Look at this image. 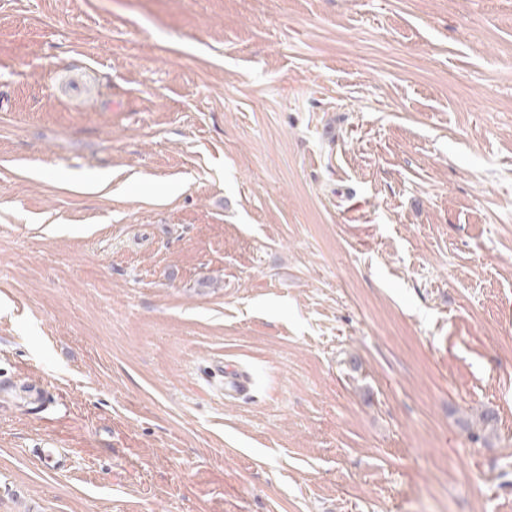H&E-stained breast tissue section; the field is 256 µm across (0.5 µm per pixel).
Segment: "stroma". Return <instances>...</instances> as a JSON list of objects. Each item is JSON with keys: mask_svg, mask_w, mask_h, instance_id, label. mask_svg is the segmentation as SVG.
<instances>
[{"mask_svg": "<svg viewBox=\"0 0 512 512\" xmlns=\"http://www.w3.org/2000/svg\"><path fill=\"white\" fill-rule=\"evenodd\" d=\"M0 512H512V0H0ZM213 378L224 384V397L236 398L244 395L250 388V379L246 373L232 364L220 363L215 367Z\"/></svg>", "mask_w": 512, "mask_h": 512, "instance_id": "35a3bbf8", "label": "stroma"}]
</instances>
